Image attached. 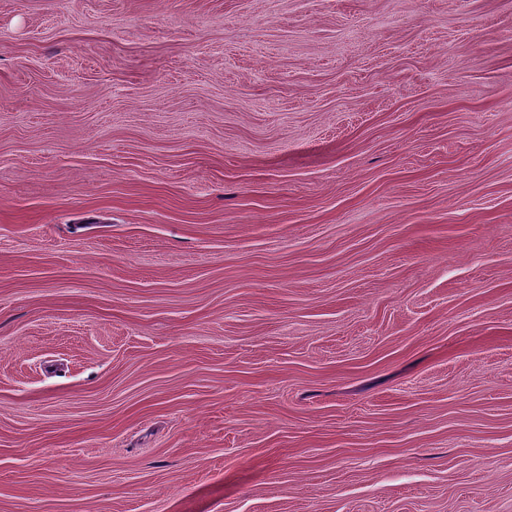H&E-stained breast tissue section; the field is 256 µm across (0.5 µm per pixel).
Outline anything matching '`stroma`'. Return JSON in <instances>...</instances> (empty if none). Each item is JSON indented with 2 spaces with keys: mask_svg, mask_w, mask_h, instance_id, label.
I'll return each mask as SVG.
<instances>
[{
  "mask_svg": "<svg viewBox=\"0 0 512 512\" xmlns=\"http://www.w3.org/2000/svg\"><path fill=\"white\" fill-rule=\"evenodd\" d=\"M0 512H512V0H0Z\"/></svg>",
  "mask_w": 512,
  "mask_h": 512,
  "instance_id": "obj_1",
  "label": "stroma"
}]
</instances>
